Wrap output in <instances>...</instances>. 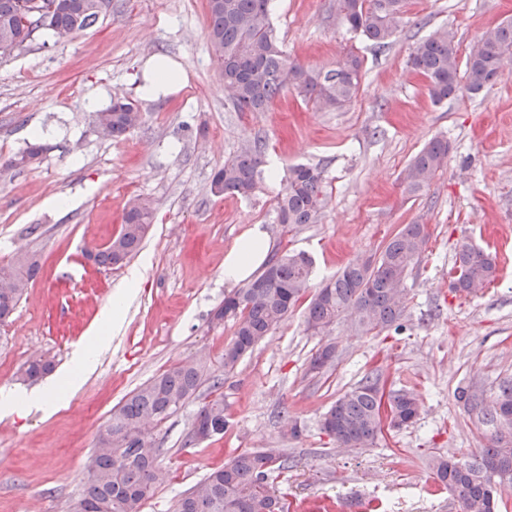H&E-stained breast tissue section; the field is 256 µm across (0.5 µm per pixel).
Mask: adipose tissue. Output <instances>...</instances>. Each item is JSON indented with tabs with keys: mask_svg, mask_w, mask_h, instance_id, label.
<instances>
[{
	"mask_svg": "<svg viewBox=\"0 0 512 512\" xmlns=\"http://www.w3.org/2000/svg\"><path fill=\"white\" fill-rule=\"evenodd\" d=\"M269 250L267 230L260 224L251 225L241 241L224 257L225 282L236 283L250 277L266 262ZM126 296L127 293L123 290L114 293L112 305L101 314L96 331L83 346L73 352L69 367L61 372L58 381L28 393L0 391V412L10 414L33 405L48 409L59 402L61 388L76 389L83 376L94 371L95 360L91 350L102 345L104 332L120 322Z\"/></svg>",
	"mask_w": 512,
	"mask_h": 512,
	"instance_id": "obj_1",
	"label": "adipose tissue"
}]
</instances>
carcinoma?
<instances>
[{
	"label": "carcinoma",
	"mask_w": 512,
	"mask_h": 512,
	"mask_svg": "<svg viewBox=\"0 0 512 512\" xmlns=\"http://www.w3.org/2000/svg\"><path fill=\"white\" fill-rule=\"evenodd\" d=\"M112 0H42L47 11L29 25L20 24L23 0H0V59L27 48L36 35L54 42L96 24L101 2ZM391 10L382 15L370 0H337L343 22L360 32L380 50L396 39L402 22L401 0H389ZM209 42L224 83L236 85L233 99L238 112H267L285 93H295L325 108L342 109L357 97L362 81V58L348 52L332 69H313L292 61L279 44L271 23V0H208ZM512 53V21L485 30L472 46L465 63H459L454 35L446 28L419 42L410 52L407 66L423 76L430 97L441 103L461 90L478 94L492 87L503 75L504 58ZM142 122L136 100L124 97L96 113V131L105 140L119 139ZM448 141L435 138L427 143L403 169L404 191L417 194L448 163ZM44 147L32 142L18 155L5 160L6 169H28L40 163ZM264 157L260 143L242 148L214 171L210 189L251 195L264 179ZM325 170L319 164L289 168L276 197L278 223L290 226L318 224L327 202ZM154 218L153 202L132 198L119 232L111 242L91 251L99 267L123 264L135 255ZM424 224H407L383 246L376 262L357 257L335 276L312 289L313 262L304 252H286L270 259L262 272L241 288L224 296L212 313L213 324L231 323L233 334L224 347V374L311 295L304 311L306 331L325 334L347 317L363 333L403 329L408 301L406 279L428 242ZM41 268L36 250L13 254L0 277L13 280L10 297L0 288V324L7 322L22 301ZM496 256L464 239L459 242L448 275L454 278L451 292L474 297L497 278ZM335 349L320 347L309 371L325 368ZM54 362L39 357L29 361L21 378L35 382L52 372ZM211 381L212 398H203L194 420L212 427V436L224 434V378L211 374L207 361L194 358L171 366L128 395L112 409L109 432L98 434L96 449L88 465L86 487L70 505V512H142L145 502L168 478L156 450L144 446L150 438L148 426L179 411L199 398L203 382ZM380 376H366L358 385L337 397L322 415L320 428L340 448H367L382 431L380 422ZM456 399L470 417L493 427L490 444L471 459L432 460L435 484L455 497L459 512H497L500 487L512 484V381L499 385L496 401L488 405L476 386L462 387ZM392 415L389 426L403 429L419 416L418 396L404 389L390 393ZM127 449L126 460L117 462L110 448ZM288 458L279 448L244 450L214 467L177 502L174 512H274V483L288 472Z\"/></svg>",
	"instance_id": "carcinoma-1"
}]
</instances>
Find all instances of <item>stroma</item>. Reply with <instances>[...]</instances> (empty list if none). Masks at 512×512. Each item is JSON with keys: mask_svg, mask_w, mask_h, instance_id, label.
<instances>
[{"mask_svg": "<svg viewBox=\"0 0 512 512\" xmlns=\"http://www.w3.org/2000/svg\"><path fill=\"white\" fill-rule=\"evenodd\" d=\"M403 11L396 41L377 53L347 28L336 0H272L273 28L291 59L320 69L351 50L362 57V90L340 110L289 94L268 112L235 111L210 47L207 0H112L70 41L38 38L0 61V161L23 151L35 130L46 146L36 169L0 170V266L23 246L42 254L26 298L0 325V390H26L20 372L32 357L67 366L130 270L142 274L95 370L57 410L0 415V512H70L113 407L195 357L224 378L229 427L186 445L195 401L153 425L168 479L143 512H174L210 468L249 448L283 449L290 469L277 488L293 512H456L428 461L473 457L491 431L469 418L455 392L475 384L491 400L512 380V71L481 94L437 104L407 59L440 27L466 58L484 30L512 20V0H404ZM160 58L179 71V89L148 99L143 73ZM118 96L137 100L143 122L105 141L95 115ZM258 135L278 176H265L247 198L213 195V172ZM434 137L451 143L448 164L424 191L407 194L399 174ZM300 163L324 166L327 206L321 223L293 229L278 223L275 198L281 173ZM135 195L155 207L139 253L111 270L87 263L84 250L118 233ZM254 224L265 226L272 253L306 252L317 282L375 254L404 225H426V249L407 279L405 330L363 335L343 320L321 337L306 332L298 310L225 374L232 329L211 325L210 313L233 289L224 257ZM465 236L498 262L496 281L472 298L448 288ZM327 341L334 364L309 372ZM374 369L386 389L415 392L420 415L372 447L338 448L320 417ZM290 421L299 437L287 433Z\"/></svg>", "mask_w": 512, "mask_h": 512, "instance_id": "obj_1", "label": "stroma"}]
</instances>
